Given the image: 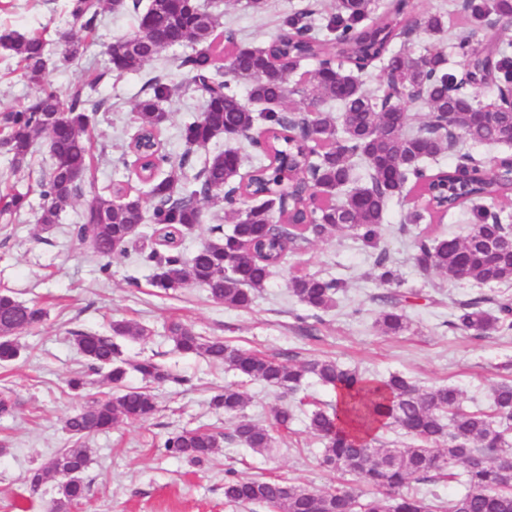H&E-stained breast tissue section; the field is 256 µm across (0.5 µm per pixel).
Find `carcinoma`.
Returning <instances> with one entry per match:
<instances>
[{
  "label": "carcinoma",
  "instance_id": "obj_1",
  "mask_svg": "<svg viewBox=\"0 0 512 512\" xmlns=\"http://www.w3.org/2000/svg\"><path fill=\"white\" fill-rule=\"evenodd\" d=\"M408 3L399 0L394 13L374 22V0H333V13L326 22H318L315 9L296 11L283 18L279 34L264 46H240L227 32L224 46L233 51L224 54L214 37L219 16L200 0H149L138 15L134 34L107 47V64L98 79L114 72H138L166 49L182 45L190 51L180 57L179 67L204 92V101L198 115L182 127L186 150L176 162L155 134L162 104L176 88L158 77L147 81L145 95L133 106L142 137L129 149L150 174L145 181L148 199L118 184L107 188L85 206L82 221L73 229L78 242L97 257L122 255L146 219L163 240L160 247L139 252L140 263L153 270V287L166 292L194 283L207 288L218 304L249 309L274 269L313 238L348 227L364 245L377 247L390 200L417 191L438 212L468 209L472 224L464 239L418 238L414 260L422 272L436 271L479 285L512 281V250L487 247L488 242L512 234V212L495 204L512 191V171L504 169L499 180L480 170L474 156L463 151L465 144L505 143L512 112L475 122L472 112L477 101L450 71L443 50L432 45L419 56L406 49L393 50ZM139 5L140 0L130 5L126 0H69L68 13L90 32L105 14L129 6L137 11ZM466 8L472 23L455 49L481 66V20L489 12L511 13L512 0H469ZM416 23L428 36H437L445 28L441 12H425ZM88 49L84 39L67 36L62 60L78 61ZM0 52L16 59L21 76L38 89L26 104L0 112V151L11 156L15 170L29 165L34 145L42 137L49 153L48 169L34 182L0 193V217H16L30 206V195L36 194L43 201L38 231L48 233L78 197L89 170L88 131L101 107L92 96L96 82L75 85L66 92L45 85L51 48L39 34L1 27ZM276 55L288 57L290 68L272 67L269 59ZM304 60L317 61V67L302 93L324 106L308 116L312 138L321 146L312 159L302 140L286 135L294 122L289 114L290 75ZM377 62L395 84L425 92L421 110L426 122L418 130L407 131L410 120L401 109L378 103L376 92L363 86L358 73ZM494 71L498 83H512V37L507 34L497 37ZM240 85L249 90V106L240 98ZM448 112L455 113L458 139L435 131V121ZM257 125L264 126L269 136L266 146L257 151L259 161L245 185L229 186L242 162L233 147L206 160L191 185L182 184L194 150L231 134L243 136ZM444 156L452 157V164L428 173L426 162ZM243 192L255 201L247 210L237 205ZM209 203L223 204L233 227L226 233L223 225H214L213 238L188 256L180 241L185 232L203 222ZM244 241L254 243L259 254L241 257ZM375 266L380 284L399 282L386 252L377 255ZM289 287L308 309L325 312L335 306L345 284L333 277L303 274L292 277ZM404 298L396 289L382 296L385 308L378 324L384 334L397 335L408 328ZM481 303L474 299L460 304L453 326L476 338L512 331L511 297L496 301L492 312ZM45 316L43 307L0 292L1 364L19 358V334ZM167 331L179 351L221 364L246 381L259 380L289 393L311 377L333 388L336 406L330 411L317 407L308 416L309 429L323 445L319 465L352 476L370 489L363 499L353 494L345 497L342 486L313 491L286 477L242 478L230 471L224 479L227 502L259 505L273 512H512V471L500 464L501 459L512 457V384L495 387L488 407L467 411L461 393L452 386L422 388L397 373L370 378L324 358L287 363L207 338L181 322L171 323ZM147 332L136 322L122 320L112 322L107 334L75 333L77 349L89 369L102 376L107 392L89 399L64 421L72 446L30 473L35 488L49 478L59 480L51 512H67L85 496L83 482L70 474H80L88 465L86 434L108 430L124 420H145L156 411L150 394L126 385L130 373L159 384L183 382L151 359L122 356L117 338L141 339ZM245 400L240 388H224L212 398V405L237 414L231 430L222 436L204 428L177 433L165 441L166 452L200 465L222 446L224 438L255 453L273 447L271 431L241 413ZM392 424L409 443L401 448L375 445L377 433ZM439 480L457 482L464 490L446 501L435 497L430 502L415 490L418 484Z\"/></svg>",
  "mask_w": 512,
  "mask_h": 512
}]
</instances>
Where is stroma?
<instances>
[{"mask_svg": "<svg viewBox=\"0 0 512 512\" xmlns=\"http://www.w3.org/2000/svg\"><path fill=\"white\" fill-rule=\"evenodd\" d=\"M210 2L217 7L222 28L233 30L240 44L258 46L278 34L282 18L304 8L308 0H266L259 11L248 8L247 0L232 6L226 0ZM459 3L410 0L408 7L414 16L446 12L449 34L440 45L454 65L459 59L453 38L468 28ZM0 24L53 39L72 28L64 0H0ZM136 26L132 10L106 15L89 33L91 49L79 63L49 62L48 83L64 92L100 74L107 45L129 36ZM180 53V48L169 49L140 72L103 77L98 83L97 96L104 105L90 132L92 174L52 232L37 230V199L16 220L0 222V291L24 303H39L47 312L42 323L24 332L21 356L0 366V395H9L15 404L12 414L0 415V512H48L57 496L56 482L35 489L28 476L66 446L63 420L87 400L66 385L72 372L88 368L72 334L104 332L117 320L149 330L140 340L120 339L124 357L156 359L184 382L147 386L140 375L128 376V386H146L159 410L149 420L121 422L86 437L90 461L81 478L88 495L71 512H267L225 503L224 473L230 469L241 477L286 475L313 490L338 483V475L319 466L322 444L307 431L304 416H297L288 428H276L275 411L289 398L258 381L244 384L243 413L274 429L276 442L270 452L260 455L227 441L200 465L166 455L162 444L173 433L200 426L227 433L232 418L214 409L210 399L224 386L239 382L232 371L178 351L167 333L173 321L285 361L329 356L372 378L400 373L425 388L447 384L462 391L469 410L487 407L493 387L512 381V333L475 339L453 326L460 303L480 298L485 309H492L494 299L512 294V282L479 285L421 272L414 262L418 237L463 238L471 226L450 216L406 224L409 206L401 196L389 203L381 241L399 274V289L409 298L405 310L410 327L399 336L382 335L375 325L382 310L378 297L387 288L376 279L375 250L349 228L288 255L247 310L217 304L197 285L158 293L151 285L152 270L130 259H113L109 273H102V258L81 246L72 229L86 203L107 185L118 182L131 194L145 192L131 172L134 157L128 145L137 131L133 105L149 77L159 75L179 87L177 96L164 105L168 119L159 137L172 156L184 152L180 128L199 112L202 99L177 66ZM297 274L336 277L346 288L334 308L312 311L289 289L290 278Z\"/></svg>", "mask_w": 512, "mask_h": 512, "instance_id": "obj_1", "label": "stroma"}]
</instances>
